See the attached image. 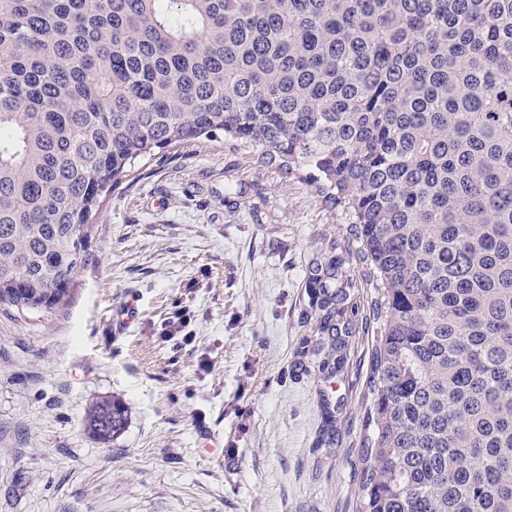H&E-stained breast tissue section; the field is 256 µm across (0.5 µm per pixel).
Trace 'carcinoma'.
Segmentation results:
<instances>
[{"instance_id": "cac0c4a2", "label": "carcinoma", "mask_w": 512, "mask_h": 512, "mask_svg": "<svg viewBox=\"0 0 512 512\" xmlns=\"http://www.w3.org/2000/svg\"><path fill=\"white\" fill-rule=\"evenodd\" d=\"M221 134L347 224L309 268L322 372L373 288L358 512H512V0H0V304L68 303L112 191Z\"/></svg>"}]
</instances>
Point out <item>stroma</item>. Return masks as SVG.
Returning a JSON list of instances; mask_svg holds the SVG:
<instances>
[{"mask_svg": "<svg viewBox=\"0 0 512 512\" xmlns=\"http://www.w3.org/2000/svg\"><path fill=\"white\" fill-rule=\"evenodd\" d=\"M343 231L316 184L221 137L140 167L65 306H0V512H354L374 338L326 376L306 288ZM182 312L191 343L162 341ZM106 395L129 411L108 448L83 428Z\"/></svg>", "mask_w": 512, "mask_h": 512, "instance_id": "obj_1", "label": "stroma"}]
</instances>
